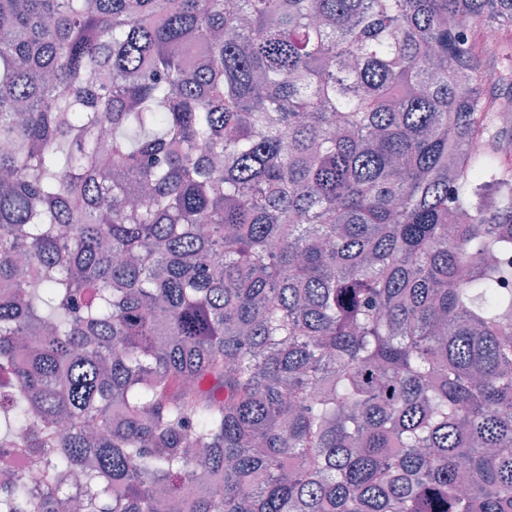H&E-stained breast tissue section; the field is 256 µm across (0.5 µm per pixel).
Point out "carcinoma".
<instances>
[{
  "instance_id": "1",
  "label": "carcinoma",
  "mask_w": 512,
  "mask_h": 512,
  "mask_svg": "<svg viewBox=\"0 0 512 512\" xmlns=\"http://www.w3.org/2000/svg\"><path fill=\"white\" fill-rule=\"evenodd\" d=\"M500 61L512 0H0V512H512Z\"/></svg>"
}]
</instances>
